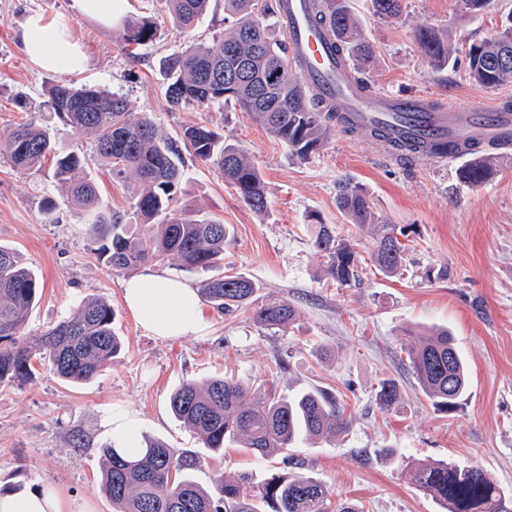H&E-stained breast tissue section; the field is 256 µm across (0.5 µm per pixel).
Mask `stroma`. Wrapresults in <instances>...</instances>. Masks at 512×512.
I'll use <instances>...</instances> for the list:
<instances>
[{"label": "stroma", "instance_id": "stroma-1", "mask_svg": "<svg viewBox=\"0 0 512 512\" xmlns=\"http://www.w3.org/2000/svg\"><path fill=\"white\" fill-rule=\"evenodd\" d=\"M352 5L375 51L360 77L375 91L420 94L439 107L512 102V84L485 89L472 83L463 53L465 45L499 32L512 0H494L477 18L463 12L460 0H405L402 17L388 20L373 15L370 0ZM32 12L70 18L71 35L88 54L77 83L122 94L131 112L147 114L165 134L204 125L250 157L267 185L265 212L249 209L212 165L190 157L181 199L200 217L228 225L224 263L258 283L255 303L288 301L298 318L273 333L252 324L250 308L223 313L207 301L205 335L148 334L125 306L123 275L94 254L85 215L69 203L52 162L20 174L0 158V245L16 251L43 288L27 334H40L86 298L100 296L112 305V329L123 343L112 367L87 384H64L43 369L25 385L0 386L1 488L49 485L81 512H112L100 489L101 447L110 441L100 420L129 411L141 435L164 441L175 455L197 456L199 485L233 476L249 499L270 473L284 471L325 484L332 512L347 505L356 512H443L411 473L448 460L480 466L512 490V150L497 156L487 182L470 187L457 178L458 162L399 164L361 132L335 130L301 160L234 103L172 109L158 64L185 41L159 0H128V18L158 25L155 40L134 52L120 41L121 23L107 28L76 17L72 0H0V141L17 124L34 121L49 127L57 152L91 148L82 130L45 107L55 76L40 69L18 39ZM422 26L449 30L448 68L433 69L422 54L415 41ZM88 170L104 205L130 209L134 177L112 180L94 161ZM347 183L364 190L382 223L394 225L406 254L400 275L385 277L366 259L352 285L326 276L313 243L316 225L340 238L362 236L337 207ZM47 197L57 204L51 223L40 212ZM430 327L448 329L468 368V392L450 414L431 405L406 365V333ZM224 375L283 397L327 391L344 407L348 430L265 457L231 445L212 452L174 417L170 397L186 382ZM385 380L396 381L401 394L389 411L376 401ZM74 432L86 435L91 447H71Z\"/></svg>", "mask_w": 512, "mask_h": 512}]
</instances>
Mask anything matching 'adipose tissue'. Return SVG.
<instances>
[{"mask_svg":"<svg viewBox=\"0 0 512 512\" xmlns=\"http://www.w3.org/2000/svg\"><path fill=\"white\" fill-rule=\"evenodd\" d=\"M23 47L42 69L71 75L86 64L84 50L72 40L64 18L42 13L29 15L20 31ZM123 298L135 320L160 338L198 336L208 325L203 300L186 279L161 270L147 269L127 278ZM0 512H68L60 495L47 487L37 493L0 495Z\"/></svg>","mask_w":512,"mask_h":512,"instance_id":"ef3b65f1","label":"adipose tissue"}]
</instances>
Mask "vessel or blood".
<instances>
[{
  "label": "vessel or blood",
  "mask_w": 512,
  "mask_h": 512,
  "mask_svg": "<svg viewBox=\"0 0 512 512\" xmlns=\"http://www.w3.org/2000/svg\"><path fill=\"white\" fill-rule=\"evenodd\" d=\"M311 0H280L278 11L285 22L288 51L302 58V77L315 93L333 98L356 124L382 125L387 142L409 138L442 139L484 144H512V111L494 107L475 111L455 106L428 111L422 97H397L378 93L361 94L349 60L332 53L331 37L309 21Z\"/></svg>",
  "instance_id": "vessel-or-blood-1"
}]
</instances>
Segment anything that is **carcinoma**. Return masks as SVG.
Listing matches in <instances>:
<instances>
[{"label":"carcinoma","instance_id":"obj_1","mask_svg":"<svg viewBox=\"0 0 512 512\" xmlns=\"http://www.w3.org/2000/svg\"><path fill=\"white\" fill-rule=\"evenodd\" d=\"M210 0H164L172 23L190 34ZM317 21L336 39V49L356 67L374 62L351 0H315ZM402 0H371L373 13L396 17ZM224 9L236 17L234 25L209 44L191 43L159 64L166 83L168 104L222 106L234 102L249 113L299 159L308 158L331 135L336 123L348 122L301 81L297 61L274 38L265 22L264 0H224ZM157 25L148 18L128 20L121 32L124 47L153 41ZM423 54L437 69L448 66V32L421 27L416 34ZM470 79L486 89L512 82V29L469 45L466 51ZM48 111L91 136L98 160L123 180L136 176L132 209L138 230H130L125 216L103 206L98 184L88 176L85 156L72 151L55 154L47 128L19 125L4 142L0 156L20 173L40 168L54 156L56 179L68 190L71 204L88 214L89 236L98 244L99 257L114 272L133 269L153 260L172 259L189 272L217 270L202 291L222 311L251 303L257 284L249 277L224 269V245L230 230L225 224L193 216L190 203L179 204L183 154L214 165L243 203L256 213L267 208V189L260 170L233 144L224 143L211 128L191 125L177 137L161 132L146 115L129 111L119 93L71 82L52 84ZM492 158L469 159L459 169L460 179L483 184L492 172ZM338 207L350 223L367 228L372 238L371 258L387 277L403 264L405 246L389 224L375 216L370 201L356 185L343 187ZM315 246L326 258V271L337 283L349 286L359 278L360 254L355 244L339 239L324 224L316 225ZM41 284L18 254L0 246V385L32 380L36 365L48 366L69 384H83L112 366L121 343L112 331L114 312L103 297L88 298L73 315L38 336L24 332L38 300ZM296 310L286 301L253 309L254 325L279 330L293 321ZM409 367L423 393L440 410L451 413L465 393L467 371L446 329L408 332ZM377 403L389 409L400 400L393 380L381 382ZM173 415L192 431L203 446L220 452L235 443L254 454L286 451L298 441L316 440L346 432L348 422L335 397L307 390L286 399L270 390L251 388L232 377H215L200 385L183 384L170 398ZM101 489L113 512H330L331 492L304 474L274 473L265 481L259 500L241 496L236 480L219 476L210 490L190 474L194 462L175 456L169 446L154 440L138 457L105 449ZM415 483L440 501L446 512H508L512 494L483 468L453 461L419 466Z\"/></svg>","mask_w":512,"mask_h":512}]
</instances>
